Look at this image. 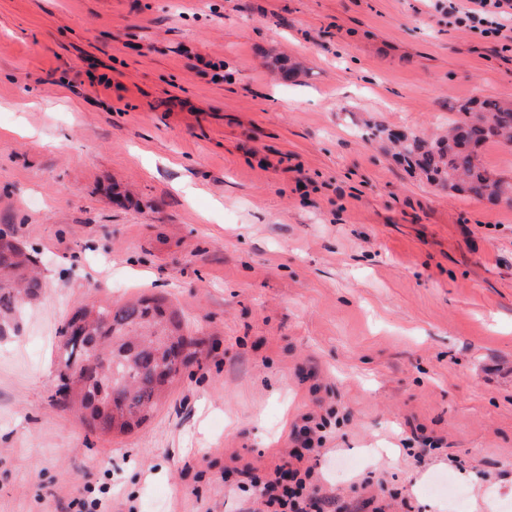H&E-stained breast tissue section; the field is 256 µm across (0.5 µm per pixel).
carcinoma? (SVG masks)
I'll list each match as a JSON object with an SVG mask.
<instances>
[{
    "label": "carcinoma",
    "instance_id": "1",
    "mask_svg": "<svg viewBox=\"0 0 512 512\" xmlns=\"http://www.w3.org/2000/svg\"><path fill=\"white\" fill-rule=\"evenodd\" d=\"M373 137L395 143L399 159L450 195L512 204V182L480 163L477 148L489 142L512 147V103L476 100L448 119V133L425 139L414 132L376 126ZM44 283L33 259L0 228V336L18 329L20 308L41 298ZM98 317L83 322L78 308L59 330L58 392L77 407L86 425L105 435L124 434L153 413L167 388L165 377L184 366L181 354L193 338L181 316L161 297L114 305L91 303Z\"/></svg>",
    "mask_w": 512,
    "mask_h": 512
}]
</instances>
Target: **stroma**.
Listing matches in <instances>:
<instances>
[{
    "label": "stroma",
    "mask_w": 512,
    "mask_h": 512,
    "mask_svg": "<svg viewBox=\"0 0 512 512\" xmlns=\"http://www.w3.org/2000/svg\"><path fill=\"white\" fill-rule=\"evenodd\" d=\"M487 97L512 99V50L448 0H0V225L45 285L0 338V512L105 483L112 512H264L225 469L319 423L324 496L512 512V208L366 135ZM142 294L195 352L101 435L56 394L58 332ZM448 475L463 501L430 493Z\"/></svg>",
    "instance_id": "stroma-1"
}]
</instances>
